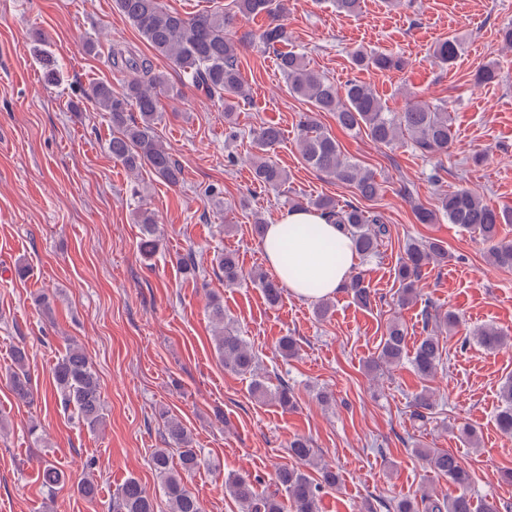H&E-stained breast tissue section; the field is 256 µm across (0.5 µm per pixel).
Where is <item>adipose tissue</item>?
<instances>
[{"mask_svg": "<svg viewBox=\"0 0 512 512\" xmlns=\"http://www.w3.org/2000/svg\"><path fill=\"white\" fill-rule=\"evenodd\" d=\"M262 249L273 276L309 301L339 292L356 261L350 239L313 209L285 210L267 226Z\"/></svg>", "mask_w": 512, "mask_h": 512, "instance_id": "obj_1", "label": "adipose tissue"}]
</instances>
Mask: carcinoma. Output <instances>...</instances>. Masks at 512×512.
Segmentation results:
<instances>
[{
	"mask_svg": "<svg viewBox=\"0 0 512 512\" xmlns=\"http://www.w3.org/2000/svg\"><path fill=\"white\" fill-rule=\"evenodd\" d=\"M237 14L257 15L266 13L272 22L259 35V43L265 49L276 52L277 64L282 72L288 91L306 98L315 112H331L336 123L349 131H364L376 143L396 145L405 140L411 148L424 157H433L448 151L450 128L448 113L438 106L415 103L402 112L388 111L373 90L357 81H347L338 89L318 71L310 68L304 56L283 51L279 45L288 41V31L281 23L286 11L281 0H234ZM112 7L134 26L157 56L171 61L180 81L202 92L210 101L224 107V119L236 124L235 114L240 101L248 98L239 70V57L252 44L248 36H236L232 32L236 14L226 12L202 13L184 17L167 10L161 0H112ZM458 53V41L454 37L439 42L433 51L438 61L452 64ZM112 67L124 74L121 89L107 81L90 86L88 96L99 109L108 115L113 135L107 149L112 159L129 171L145 167L171 186L182 179V169L156 138L155 124L159 120V96L169 91L164 75L156 72L148 57H136L119 46L112 48ZM354 64L362 69L378 71L401 70L405 60L393 53L364 51L353 54ZM256 154L252 165L256 181L269 189L277 190L288 181V173L271 159L270 152L280 143L282 133L274 125L261 126L251 131ZM297 141L304 161L334 180L353 185L359 195L372 200L381 192L374 175L364 170L356 161L347 158L336 138L325 131L316 117L310 115L302 122ZM292 208L311 207L324 214L329 221L352 240L357 255L364 259L379 252L389 230L381 215L365 210L352 203L341 205L336 200L321 197L316 200H293ZM416 219L421 224H435L439 217L448 218L467 231H475L488 247L492 265L512 270V241L499 238V226L512 223V214L501 213L488 206L473 191L461 188L439 198L436 210L414 205ZM137 222L142 226L139 241L141 253L150 257L159 248L157 220L148 211L138 213ZM452 255L440 240L408 242L397 269L400 285V304L407 306L419 296L418 283L423 272L430 266L448 264ZM217 268L224 275V284L233 286L245 279V273L235 254L223 252L216 258ZM258 285L267 301H279L283 286L273 277L262 275ZM344 289L364 307L371 306L374 292L363 273L350 277ZM210 316L215 324V350L224 368L251 378L250 390L257 398H269L282 407L293 405V395L287 382L275 390L265 385L264 376L258 372L256 356L247 343L236 333L232 322L225 321L224 302L215 297L210 304ZM424 328L434 325L453 329L458 318L452 311L439 313L428 304L422 311ZM477 342L487 350L501 347L506 336L495 326H484L476 333ZM442 349L439 338L430 333L422 337L408 352L407 329L398 321L389 323L380 350L371 365L380 363L401 364L410 361L413 371L423 380L434 377L440 366ZM25 348L14 353V369L7 382L16 397L27 404L35 402L30 375L26 370ZM53 379L61 404L73 409L78 418L90 430L103 424L100 384L97 373L90 365L84 351L71 346L53 369ZM502 406L496 415L500 430L512 435V377L504 382L500 391ZM413 419L424 423L434 408L433 394L428 389L416 393L412 399ZM159 416L166 420L168 444L176 447L178 463H173L168 450L160 448L151 458L156 473L162 479V487L170 512H202L198 499L188 489L184 475L198 470L202 459L198 449L192 446L188 430L177 418L163 410ZM290 455L298 465L281 466L275 472L276 484L287 494L293 512H319V493L324 486L336 485V470L326 465L319 477L312 478L304 467L313 459L312 448L303 437L288 442ZM421 457L435 471L448 477V485L455 492L438 494L425 491L420 499H401L392 505L382 502L387 512H501L512 506H499L494 502L478 504L468 494L472 482L470 472L452 453L421 449ZM40 478L43 487L55 492L70 481V477L54 463L46 460L41 465ZM225 489L240 504L243 512H285V504L274 494L256 492L253 481L245 476L231 475L225 480ZM112 512H155L153 498L139 484L130 479L112 496Z\"/></svg>",
	"mask_w": 512,
	"mask_h": 512,
	"instance_id": "cac0c4a2",
	"label": "carcinoma"
}]
</instances>
